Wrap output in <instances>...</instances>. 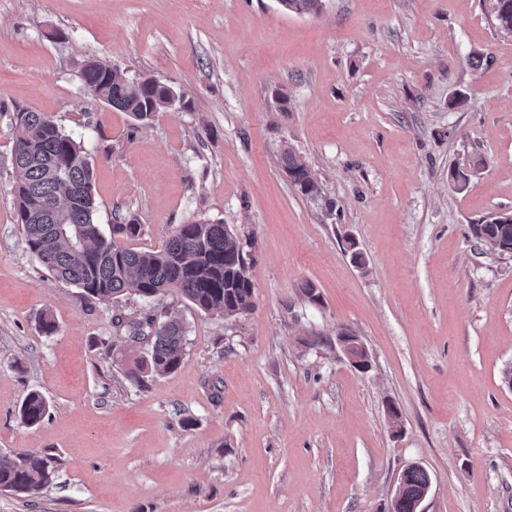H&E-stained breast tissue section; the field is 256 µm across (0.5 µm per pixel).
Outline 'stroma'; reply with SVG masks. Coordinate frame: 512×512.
Wrapping results in <instances>:
<instances>
[{"mask_svg":"<svg viewBox=\"0 0 512 512\" xmlns=\"http://www.w3.org/2000/svg\"><path fill=\"white\" fill-rule=\"evenodd\" d=\"M90 57L174 85L185 106L145 125L112 110L83 90ZM21 109L83 141L102 230L141 226L127 247L224 224L252 308L89 299L55 279L15 221ZM287 148L323 201L291 184ZM474 156L485 166L456 191L449 167ZM502 211L512 34L487 0H323L315 15L277 0H0V454L56 470L39 497L0 490V512H387L413 462L432 479L426 512H512V259L469 231ZM151 310L175 312L188 345L139 387L143 347L105 340L115 315ZM344 330L368 372L337 345ZM32 390L49 414L27 427ZM351 335L347 331H341L338 333V336L336 337L337 343L341 346L344 354L349 359L350 363L355 367L356 369L360 371H367L369 367V354L366 349V347L361 343L358 339L355 340V342L346 340L343 336ZM366 349V356L363 357L362 355H355L352 352L355 350L361 351L362 348Z\"/></svg>","mask_w":512,"mask_h":512,"instance_id":"obj_1","label":"stroma"}]
</instances>
